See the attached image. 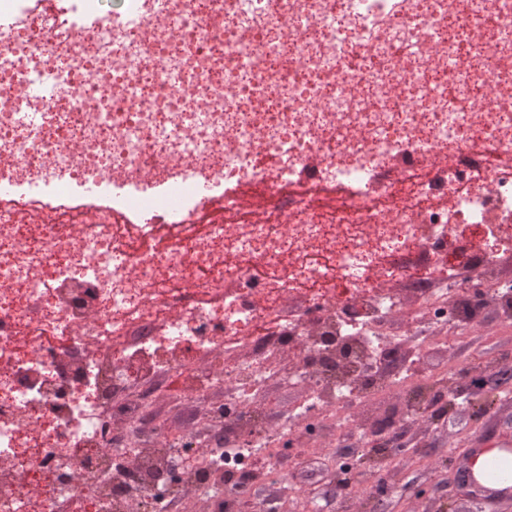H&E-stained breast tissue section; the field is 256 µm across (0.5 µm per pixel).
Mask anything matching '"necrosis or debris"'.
Instances as JSON below:
<instances>
[{
    "mask_svg": "<svg viewBox=\"0 0 512 512\" xmlns=\"http://www.w3.org/2000/svg\"><path fill=\"white\" fill-rule=\"evenodd\" d=\"M102 2L0 0V512H374L512 324V7ZM492 322L490 325L491 332L486 336H475L467 344L462 354L461 360L466 361L471 358H480L485 355L493 356L509 353L512 362V325L497 324L493 316L486 318ZM326 463L327 462L325 459L320 458L315 454H312L310 456L307 471L305 473H302L300 476V481L306 489L307 496L303 500V502L299 503L298 505L289 506L288 509L285 510L284 512H313L307 510V501L310 499L315 500L316 497H319V499H321L325 495L324 490L322 489L321 486H319L317 475L323 472ZM311 495H313V497H310Z\"/></svg>",
    "mask_w": 512,
    "mask_h": 512,
    "instance_id": "necrosis-or-debris-1",
    "label": "necrosis or debris"
}]
</instances>
